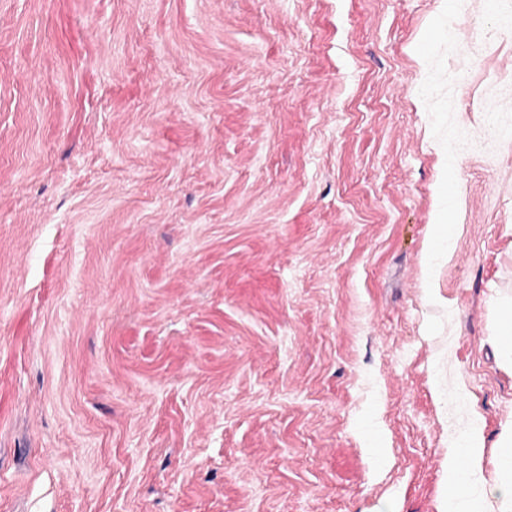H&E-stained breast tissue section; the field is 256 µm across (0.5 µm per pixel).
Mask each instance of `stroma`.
<instances>
[{"label":"stroma","instance_id":"35a3bbf8","mask_svg":"<svg viewBox=\"0 0 512 512\" xmlns=\"http://www.w3.org/2000/svg\"><path fill=\"white\" fill-rule=\"evenodd\" d=\"M502 305L512 0H0V512H448Z\"/></svg>","mask_w":512,"mask_h":512}]
</instances>
